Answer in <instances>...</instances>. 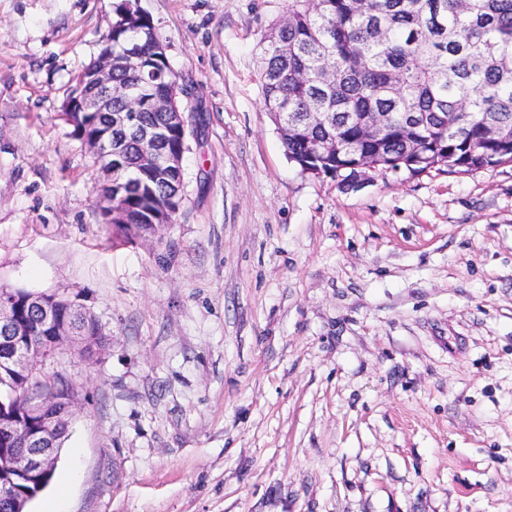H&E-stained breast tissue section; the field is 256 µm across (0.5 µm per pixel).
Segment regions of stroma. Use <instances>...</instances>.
Returning a JSON list of instances; mask_svg holds the SVG:
<instances>
[{
  "label": "stroma",
  "mask_w": 512,
  "mask_h": 512,
  "mask_svg": "<svg viewBox=\"0 0 512 512\" xmlns=\"http://www.w3.org/2000/svg\"><path fill=\"white\" fill-rule=\"evenodd\" d=\"M121 0H0V286L109 336L44 512H512V166L301 171L262 107L288 0H140L185 90L183 197L124 241L62 118Z\"/></svg>",
  "instance_id": "1"
}]
</instances>
